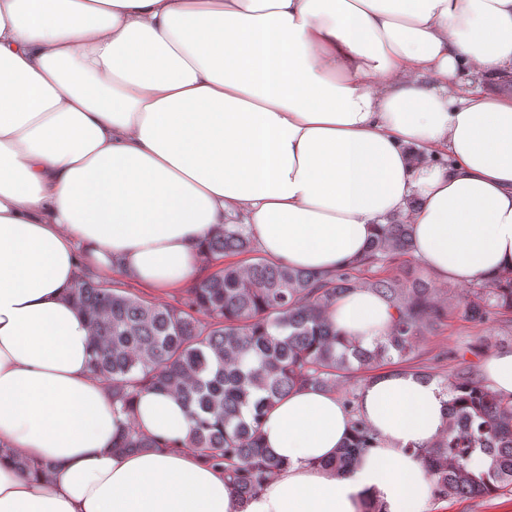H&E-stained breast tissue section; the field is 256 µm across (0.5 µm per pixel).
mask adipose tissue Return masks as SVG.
I'll return each mask as SVG.
<instances>
[{
	"label": "adipose tissue",
	"mask_w": 512,
	"mask_h": 512,
	"mask_svg": "<svg viewBox=\"0 0 512 512\" xmlns=\"http://www.w3.org/2000/svg\"><path fill=\"white\" fill-rule=\"evenodd\" d=\"M463 70L512 76V0H0V446L31 464L0 458V512H428L436 381L365 382L378 444L343 474L336 392L292 391L260 430L283 467L243 500L181 448L175 396L114 411L70 294L189 287L222 224L332 273L400 219L438 280L511 273L512 94ZM328 316L366 348L392 323L364 288ZM130 420L165 447L115 448ZM464 80L471 82L492 93H512V76L487 77L483 75L464 74Z\"/></svg>",
	"instance_id": "ef3b65f1"
}]
</instances>
